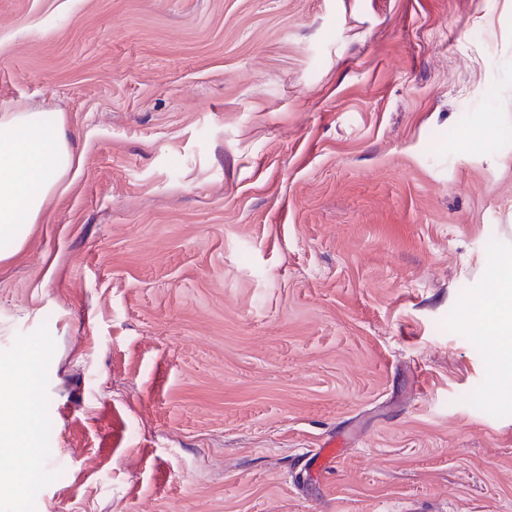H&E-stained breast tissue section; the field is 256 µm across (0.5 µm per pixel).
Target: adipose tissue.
<instances>
[{
  "instance_id": "obj_1",
  "label": "adipose tissue",
  "mask_w": 512,
  "mask_h": 512,
  "mask_svg": "<svg viewBox=\"0 0 512 512\" xmlns=\"http://www.w3.org/2000/svg\"><path fill=\"white\" fill-rule=\"evenodd\" d=\"M81 167L63 114L16 108L0 113V262L13 259L43 223L48 203L72 182ZM42 344L0 359V386L37 385ZM39 423L21 397L0 401V452L18 458L37 447Z\"/></svg>"
}]
</instances>
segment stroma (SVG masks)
I'll list each match as a JSON object with an SVG mask.
<instances>
[{"mask_svg":"<svg viewBox=\"0 0 512 512\" xmlns=\"http://www.w3.org/2000/svg\"><path fill=\"white\" fill-rule=\"evenodd\" d=\"M14 107L82 165L0 263L5 512H512V0H0ZM498 292L503 299L502 311L492 322L501 333H512V278L497 281ZM42 344L35 339L28 352L11 359H0V386H15L19 395L12 401H0V452L13 458L38 447L39 422L31 404L20 392L37 385L43 360Z\"/></svg>","mask_w":512,"mask_h":512,"instance_id":"stroma-1","label":"stroma"}]
</instances>
